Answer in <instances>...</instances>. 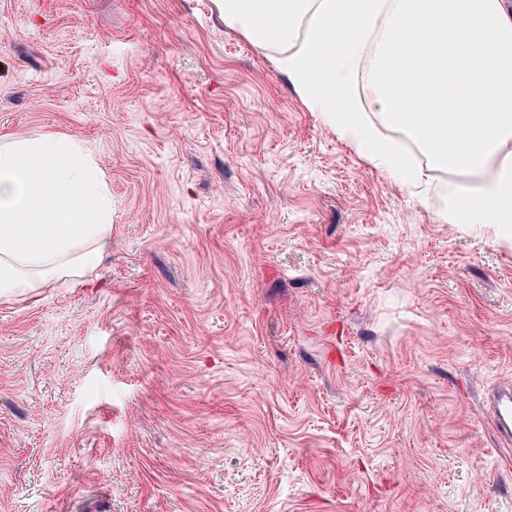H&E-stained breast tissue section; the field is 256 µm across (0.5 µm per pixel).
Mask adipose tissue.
<instances>
[{
  "instance_id": "obj_1",
  "label": "adipose tissue",
  "mask_w": 512,
  "mask_h": 512,
  "mask_svg": "<svg viewBox=\"0 0 512 512\" xmlns=\"http://www.w3.org/2000/svg\"><path fill=\"white\" fill-rule=\"evenodd\" d=\"M225 24L277 51L322 125L416 189L444 224L512 223V8L505 0H216ZM429 159L421 166L405 144ZM112 249V197L67 135L0 139V299L80 284Z\"/></svg>"
}]
</instances>
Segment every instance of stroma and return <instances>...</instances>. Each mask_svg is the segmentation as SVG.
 Instances as JSON below:
<instances>
[{
  "label": "stroma",
  "mask_w": 512,
  "mask_h": 512,
  "mask_svg": "<svg viewBox=\"0 0 512 512\" xmlns=\"http://www.w3.org/2000/svg\"><path fill=\"white\" fill-rule=\"evenodd\" d=\"M199 0H0V137L112 251L0 299V512H512V236L442 224ZM485 410L500 439L512 443V383L498 384L485 395Z\"/></svg>",
  "instance_id": "stroma-1"
}]
</instances>
